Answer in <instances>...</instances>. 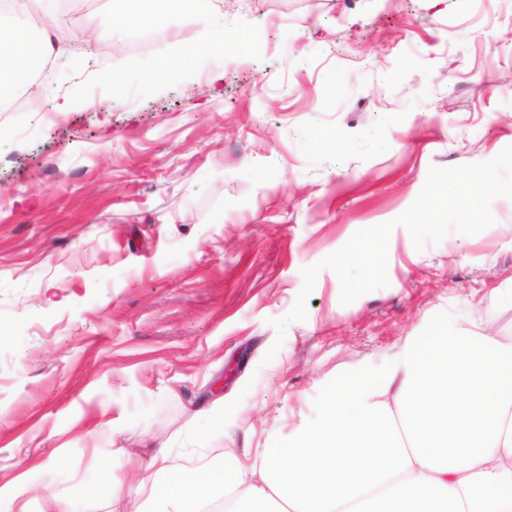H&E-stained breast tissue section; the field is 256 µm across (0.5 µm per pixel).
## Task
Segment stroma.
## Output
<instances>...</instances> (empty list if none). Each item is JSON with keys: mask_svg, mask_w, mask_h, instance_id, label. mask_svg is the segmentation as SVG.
<instances>
[{"mask_svg": "<svg viewBox=\"0 0 512 512\" xmlns=\"http://www.w3.org/2000/svg\"><path fill=\"white\" fill-rule=\"evenodd\" d=\"M230 39L187 12L143 51L63 43L45 110L0 112V512L45 490L98 512L104 468L154 449L253 448L315 424L339 373L512 289V199L465 255L388 243L387 287L351 304L301 271L389 222L430 167L512 145V0H224ZM191 69L151 76L187 45ZM111 80L101 79L100 71ZM280 349L272 362L264 356Z\"/></svg>", "mask_w": 512, "mask_h": 512, "instance_id": "obj_1", "label": "stroma"}]
</instances>
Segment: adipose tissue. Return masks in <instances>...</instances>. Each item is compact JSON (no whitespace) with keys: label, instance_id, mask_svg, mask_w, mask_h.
I'll return each instance as SVG.
<instances>
[{"label":"adipose tissue","instance_id":"ef3b65f1","mask_svg":"<svg viewBox=\"0 0 512 512\" xmlns=\"http://www.w3.org/2000/svg\"><path fill=\"white\" fill-rule=\"evenodd\" d=\"M57 0H13L20 23L0 20V104L27 88L36 61L56 51ZM127 0L121 15L89 11L92 36L115 21L162 24L197 14L206 45L228 35L197 0ZM177 463L157 449L133 493L106 476L120 512L164 501L173 512H512V320L473 316L408 337L399 360L378 375L355 374L331 387L316 427L287 443L205 448Z\"/></svg>","mask_w":512,"mask_h":512}]
</instances>
